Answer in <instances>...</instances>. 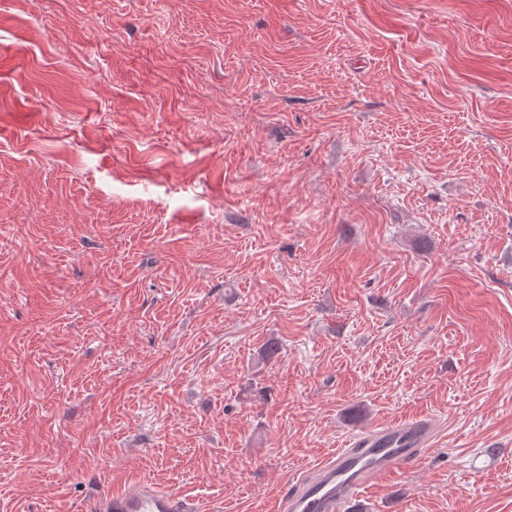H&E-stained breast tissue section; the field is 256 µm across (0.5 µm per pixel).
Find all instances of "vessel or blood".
<instances>
[{"label": "vessel or blood", "mask_w": 512, "mask_h": 512, "mask_svg": "<svg viewBox=\"0 0 512 512\" xmlns=\"http://www.w3.org/2000/svg\"><path fill=\"white\" fill-rule=\"evenodd\" d=\"M433 419L414 415L359 438L314 467L294 495L279 496L272 512H345L366 487L431 447ZM90 512H201L197 501L158 489L146 480L128 483L93 503Z\"/></svg>", "instance_id": "b4317fda"}]
</instances>
